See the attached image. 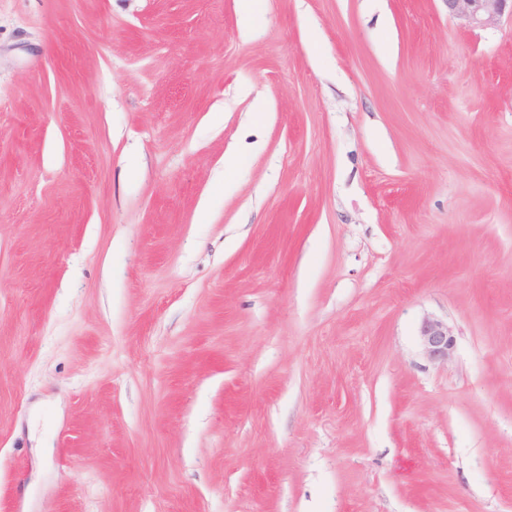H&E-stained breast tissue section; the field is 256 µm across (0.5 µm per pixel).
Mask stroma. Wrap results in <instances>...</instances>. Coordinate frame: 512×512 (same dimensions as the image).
Listing matches in <instances>:
<instances>
[{
    "label": "stroma",
    "mask_w": 512,
    "mask_h": 512,
    "mask_svg": "<svg viewBox=\"0 0 512 512\" xmlns=\"http://www.w3.org/2000/svg\"><path fill=\"white\" fill-rule=\"evenodd\" d=\"M0 512H512V17L0 0ZM419 343L425 355L432 361L447 362L455 346V337L447 321L425 317L418 331Z\"/></svg>",
    "instance_id": "1"
}]
</instances>
